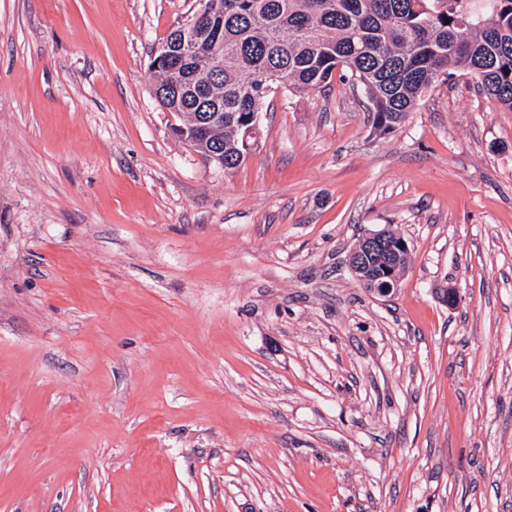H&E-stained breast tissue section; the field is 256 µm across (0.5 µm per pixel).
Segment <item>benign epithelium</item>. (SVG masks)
I'll use <instances>...</instances> for the list:
<instances>
[{"instance_id":"1","label":"benign epithelium","mask_w":512,"mask_h":512,"mask_svg":"<svg viewBox=\"0 0 512 512\" xmlns=\"http://www.w3.org/2000/svg\"><path fill=\"white\" fill-rule=\"evenodd\" d=\"M197 22L192 21L174 34L171 47L162 51L156 65L176 70L185 63L193 48L200 45L199 38L193 35ZM410 251L405 240L397 241L390 235L377 231L364 237L348 256L352 271L358 280L368 285L381 296L391 294L397 288L402 272L399 270L403 252Z\"/></svg>"}]
</instances>
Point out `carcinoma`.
Returning <instances> with one entry per match:
<instances>
[{
    "mask_svg": "<svg viewBox=\"0 0 512 512\" xmlns=\"http://www.w3.org/2000/svg\"><path fill=\"white\" fill-rule=\"evenodd\" d=\"M205 0L201 57L185 71L153 69L154 97L193 136L204 112L224 113L198 154L229 169L246 163L253 139L232 122L258 112L272 86L302 92L352 76L371 103L379 135L395 130L422 94L452 67L476 80L500 107L512 111V0ZM224 4V12L215 4ZM264 71L285 83L262 84Z\"/></svg>",
    "mask_w": 512,
    "mask_h": 512,
    "instance_id": "obj_1",
    "label": "carcinoma"
}]
</instances>
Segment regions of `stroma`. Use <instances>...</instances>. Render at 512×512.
<instances>
[{
    "label": "stroma",
    "instance_id": "35a3bbf8",
    "mask_svg": "<svg viewBox=\"0 0 512 512\" xmlns=\"http://www.w3.org/2000/svg\"><path fill=\"white\" fill-rule=\"evenodd\" d=\"M202 6L0 0V512H512V111L279 88L224 170L152 94ZM389 234L377 231L367 235L348 256L350 268L360 276L357 277L358 280L381 296H387L397 288L402 275L399 265L404 255L403 251H410L407 241L393 240ZM373 258L378 259V272L374 276L366 275L371 267L370 260Z\"/></svg>",
    "mask_w": 512,
    "mask_h": 512
}]
</instances>
